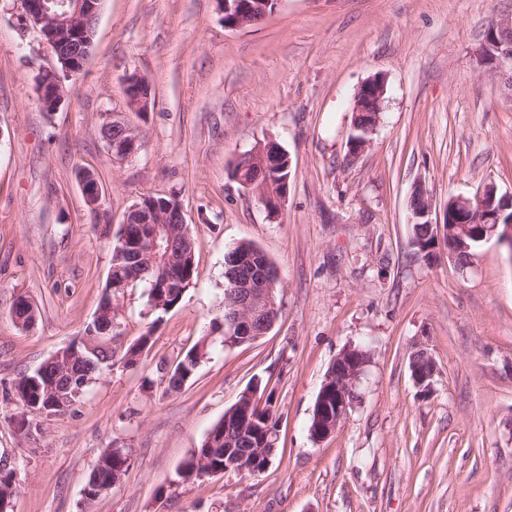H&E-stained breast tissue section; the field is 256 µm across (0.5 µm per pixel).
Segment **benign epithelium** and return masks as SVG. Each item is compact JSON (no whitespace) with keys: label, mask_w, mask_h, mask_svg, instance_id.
Segmentation results:
<instances>
[{"label":"benign epithelium","mask_w":512,"mask_h":512,"mask_svg":"<svg viewBox=\"0 0 512 512\" xmlns=\"http://www.w3.org/2000/svg\"><path fill=\"white\" fill-rule=\"evenodd\" d=\"M104 0H22L27 18L39 27L43 42L57 58V66L43 70L38 75L39 103L43 111L56 112L64 102L56 87L59 79L83 71L91 53L95 25ZM223 6L224 24L230 28H246L256 24V14H270L269 7L278 0H220ZM496 52L495 66L490 72L498 75L504 84H512V43L503 40H484L478 58L484 62L491 52ZM384 84L370 80L363 84L354 106L355 116L370 115L371 124L366 126L367 136L347 144L348 156L356 157L370 144L369 135L376 128L382 110ZM126 99L130 110L147 112L150 109L151 90L138 74L126 78ZM108 151L116 159H125L137 152L140 144L138 134L128 126L112 138V124L103 127ZM280 158L278 145L268 141L258 144L242 156L244 164L258 174H267L273 160ZM82 195L86 206L98 211L104 196V188L96 174L85 169L80 176ZM411 198L418 199L421 206L412 208L416 217L428 216L431 204L422 186L414 188ZM479 205L469 197L458 195L448 200V253L456 254L464 236L474 234L480 241L497 238L499 242L512 245V196L497 197V188L485 184L477 195ZM126 224H166L168 214L147 204H137L128 212ZM141 253L155 255L163 249L159 229H150L141 238L132 241ZM229 302L224 315V335L248 340L257 334L258 322L266 320L268 312L278 308L275 285L259 281L255 288L236 287L228 290ZM370 361L368 351L360 347L344 349L334 361L336 374H330L320 389L316 401V427L313 438L321 441L331 435L344 420L353 402L356 384Z\"/></svg>","instance_id":"1"}]
</instances>
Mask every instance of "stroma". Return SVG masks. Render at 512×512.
I'll return each mask as SVG.
<instances>
[{"label":"stroma","mask_w":512,"mask_h":512,"mask_svg":"<svg viewBox=\"0 0 512 512\" xmlns=\"http://www.w3.org/2000/svg\"><path fill=\"white\" fill-rule=\"evenodd\" d=\"M512 0H280L265 20L225 27L216 0H105L94 50L56 112L37 76L56 58L0 0V469L15 473L10 512H512V247L492 239L467 260L411 244L409 201L425 188L430 222L448 200L495 184L512 195V92L477 51ZM152 89L128 111L125 79ZM386 92L370 146L347 154L355 96ZM140 131L114 159L113 115ZM290 160L279 210L232 176L258 142ZM106 187L109 224L84 205L77 170ZM173 196L195 240L197 276L155 319L143 285L113 300L112 365L68 411L25 414L18 381L81 341L105 290L112 240L142 197ZM257 245L280 274V315L254 343L217 346L181 391L168 375L202 337L221 340L224 255ZM35 327L10 316L18 296ZM136 366L126 349L146 329ZM371 359L332 435L309 426L328 368L345 348ZM434 359L413 381L417 350ZM274 394L276 457L263 472L197 481L184 462L255 382ZM27 415L24 435L14 420ZM132 463L93 503L97 458ZM122 128V133L112 141V122L106 123L103 127L108 151L116 159L131 157L138 151L137 146L140 144L139 136L134 130L125 124H122Z\"/></svg>","instance_id":"obj_1"}]
</instances>
